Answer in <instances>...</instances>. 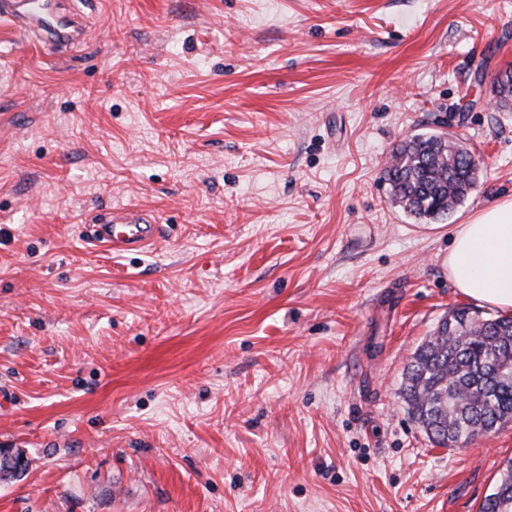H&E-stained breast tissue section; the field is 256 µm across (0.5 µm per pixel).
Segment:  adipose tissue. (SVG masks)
<instances>
[{
    "mask_svg": "<svg viewBox=\"0 0 512 512\" xmlns=\"http://www.w3.org/2000/svg\"><path fill=\"white\" fill-rule=\"evenodd\" d=\"M443 263L467 299L512 314V198L458 225Z\"/></svg>",
    "mask_w": 512,
    "mask_h": 512,
    "instance_id": "ef3b65f1",
    "label": "adipose tissue"
}]
</instances>
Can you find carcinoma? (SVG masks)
<instances>
[{
  "mask_svg": "<svg viewBox=\"0 0 512 512\" xmlns=\"http://www.w3.org/2000/svg\"><path fill=\"white\" fill-rule=\"evenodd\" d=\"M480 166L447 132L416 134L393 152L384 179L397 206L438 220L474 187ZM401 396L434 445L467 446L512 421V317L478 319L453 311L410 357ZM480 512H512V458Z\"/></svg>",
  "mask_w": 512,
  "mask_h": 512,
  "instance_id": "obj_1",
  "label": "carcinoma"
}]
</instances>
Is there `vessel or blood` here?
<instances>
[{
    "label": "vessel or blood",
    "mask_w": 512,
    "mask_h": 512,
    "mask_svg": "<svg viewBox=\"0 0 512 512\" xmlns=\"http://www.w3.org/2000/svg\"><path fill=\"white\" fill-rule=\"evenodd\" d=\"M19 20L33 30L44 32L58 41L78 39L83 29L77 18L64 15L58 0H0V20ZM162 226L144 212L115 211L96 224L92 238L115 250L136 249L160 238Z\"/></svg>",
    "instance_id": "1"
}]
</instances>
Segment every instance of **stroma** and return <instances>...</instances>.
Wrapping results in <instances>:
<instances>
[{
	"instance_id": "1",
	"label": "stroma",
	"mask_w": 512,
	"mask_h": 512,
	"mask_svg": "<svg viewBox=\"0 0 512 512\" xmlns=\"http://www.w3.org/2000/svg\"><path fill=\"white\" fill-rule=\"evenodd\" d=\"M0 23V512H478L512 422L429 442L403 369L468 306L456 225L512 198V0H98ZM480 159L435 225L397 144ZM129 208L163 226L115 251ZM60 3L54 0H1L0 20L13 18L35 31H42L59 42H69L83 34L81 23L72 15L61 14ZM92 238L103 241L115 250L136 249L149 245L161 237L162 225L144 212L112 211V214L95 224Z\"/></svg>"
}]
</instances>
